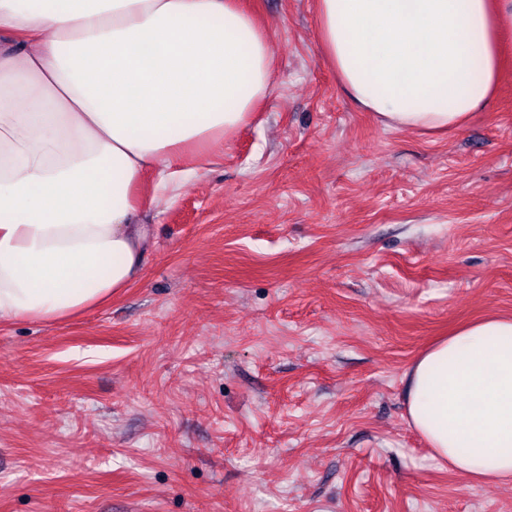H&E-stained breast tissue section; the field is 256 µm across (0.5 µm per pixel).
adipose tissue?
Here are the masks:
<instances>
[{
  "label": "adipose tissue",
  "instance_id": "obj_1",
  "mask_svg": "<svg viewBox=\"0 0 512 512\" xmlns=\"http://www.w3.org/2000/svg\"><path fill=\"white\" fill-rule=\"evenodd\" d=\"M341 89L388 129L465 127L495 96L512 0H316ZM239 0H0V324H53L138 279L146 174L209 164L274 87ZM406 420L471 481L512 479V318L463 325L406 373Z\"/></svg>",
  "mask_w": 512,
  "mask_h": 512
}]
</instances>
